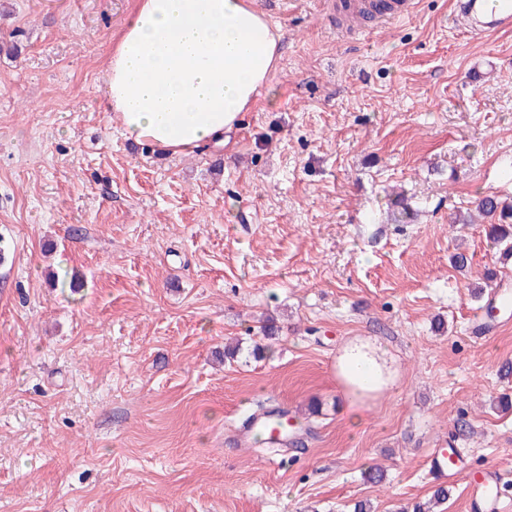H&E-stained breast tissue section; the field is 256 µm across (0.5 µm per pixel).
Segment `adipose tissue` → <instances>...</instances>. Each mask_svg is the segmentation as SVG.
Returning a JSON list of instances; mask_svg holds the SVG:
<instances>
[{"mask_svg":"<svg viewBox=\"0 0 512 512\" xmlns=\"http://www.w3.org/2000/svg\"><path fill=\"white\" fill-rule=\"evenodd\" d=\"M279 40L256 0H138L112 50L106 107L127 138L167 153L223 143L274 71ZM334 374L353 422L400 382L371 337L348 340Z\"/></svg>","mask_w":512,"mask_h":512,"instance_id":"ef3b65f1","label":"adipose tissue"}]
</instances>
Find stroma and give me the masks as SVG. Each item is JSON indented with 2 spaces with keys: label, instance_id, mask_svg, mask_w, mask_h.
Here are the masks:
<instances>
[{
  "label": "stroma",
  "instance_id": "stroma-1",
  "mask_svg": "<svg viewBox=\"0 0 512 512\" xmlns=\"http://www.w3.org/2000/svg\"><path fill=\"white\" fill-rule=\"evenodd\" d=\"M258 3L268 88L224 148L172 156L105 107L135 0H0V512H399L450 444L434 512H468L472 473L512 472V318L470 330L512 259L453 221L512 202V32L471 37L452 0L369 35L329 28V0ZM355 336L401 380L353 427ZM259 409L299 444L257 450ZM455 453H448L445 449H441L433 453L429 459L430 469L435 472L438 479L442 481H450L454 475ZM450 462H452L450 464Z\"/></svg>",
  "mask_w": 512,
  "mask_h": 512
}]
</instances>
